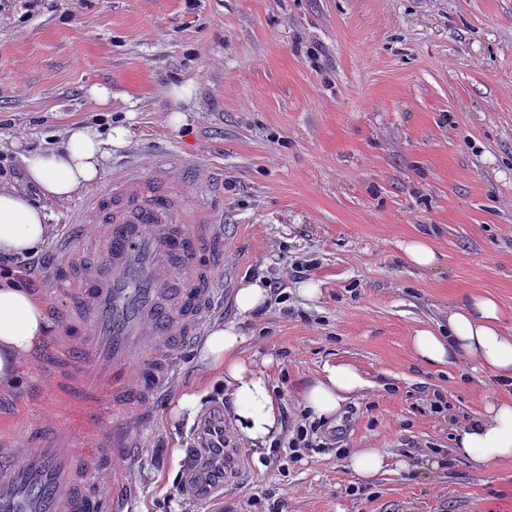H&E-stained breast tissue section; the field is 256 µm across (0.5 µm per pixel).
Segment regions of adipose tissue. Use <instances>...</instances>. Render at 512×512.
<instances>
[{
    "label": "adipose tissue",
    "instance_id": "1",
    "mask_svg": "<svg viewBox=\"0 0 512 512\" xmlns=\"http://www.w3.org/2000/svg\"><path fill=\"white\" fill-rule=\"evenodd\" d=\"M130 136L119 126L102 132L89 126L71 128L57 149L20 155L27 182L37 196L13 187H0V256L33 252L47 237L51 219L49 200L71 198L96 182L113 148ZM269 290L262 280L243 283L235 294L239 321L214 325L200 351L201 361L224 376V394L231 416L252 444H266L283 427L281 411L268 386L264 370L247 359L243 319L267 304ZM503 313L495 298L472 293L448 308V333L424 327L409 338L414 357L429 367L472 365L503 380H512V333L502 328ZM50 324L41 304L25 288L0 281V391L15 383L22 364L48 335ZM366 386L352 364H325L321 375L305 385L300 399L305 410L331 419L342 404ZM459 451L477 468L493 469L512 463V397L485 403L477 417L461 431Z\"/></svg>",
    "mask_w": 512,
    "mask_h": 512
}]
</instances>
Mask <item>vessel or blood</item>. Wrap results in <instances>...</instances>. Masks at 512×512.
<instances>
[{
	"label": "vessel or blood",
	"mask_w": 512,
	"mask_h": 512,
	"mask_svg": "<svg viewBox=\"0 0 512 512\" xmlns=\"http://www.w3.org/2000/svg\"><path fill=\"white\" fill-rule=\"evenodd\" d=\"M195 168L181 152L147 168L131 165L71 211L68 232L40 271L44 295L66 305L41 379L42 401L60 416L61 430L47 435L30 426L25 452L0 433V512H124V483L109 494L96 488L135 446L119 412L141 410L169 389L175 350L207 336L219 299L235 284L216 181L199 183L191 197L176 186ZM92 220L103 224L108 250L80 269V228ZM224 454L229 487L246 454Z\"/></svg>",
	"instance_id": "obj_1"
}]
</instances>
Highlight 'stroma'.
Wrapping results in <instances>:
<instances>
[{
  "instance_id": "35a3bbf8",
  "label": "stroma",
  "mask_w": 512,
  "mask_h": 512,
  "mask_svg": "<svg viewBox=\"0 0 512 512\" xmlns=\"http://www.w3.org/2000/svg\"><path fill=\"white\" fill-rule=\"evenodd\" d=\"M176 85L192 87L189 102L173 104ZM80 123L132 132L94 190L172 150L223 175L239 278L287 296L248 320L245 344L283 422L325 363L368 382L325 421L333 445L283 471L270 446L243 441L239 484L196 498L176 491L193 420L169 409L195 389L206 413L224 393L197 351L182 354L135 429V458L119 463L128 512H512V463L477 469L456 443L512 388L424 367L408 343L421 326L446 333L449 304L472 292L495 295L512 331V0H0V183L29 188L16 143L52 147ZM78 202H47L51 231L14 274L32 293ZM422 234L440 255L429 270L400 248ZM309 280L318 300L298 291ZM40 370L36 352L0 392V428L22 449L24 430L49 420L28 408ZM357 448L384 449L388 473L354 476Z\"/></svg>"
}]
</instances>
